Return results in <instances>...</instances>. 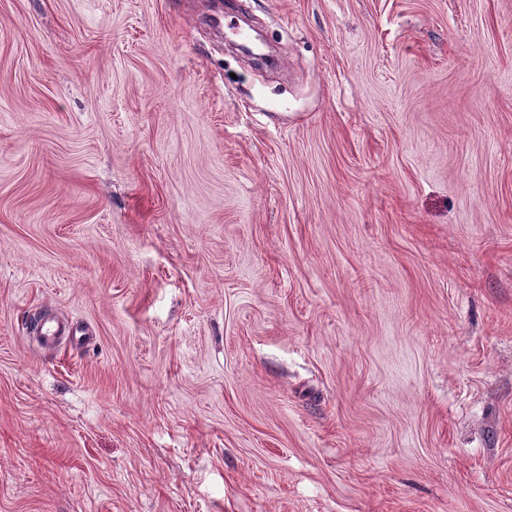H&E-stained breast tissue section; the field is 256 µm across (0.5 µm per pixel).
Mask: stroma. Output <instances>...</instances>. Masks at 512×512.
I'll list each match as a JSON object with an SVG mask.
<instances>
[{
  "instance_id": "35a3bbf8",
  "label": "stroma",
  "mask_w": 512,
  "mask_h": 512,
  "mask_svg": "<svg viewBox=\"0 0 512 512\" xmlns=\"http://www.w3.org/2000/svg\"><path fill=\"white\" fill-rule=\"evenodd\" d=\"M245 2L0 0V512H512V0Z\"/></svg>"
}]
</instances>
